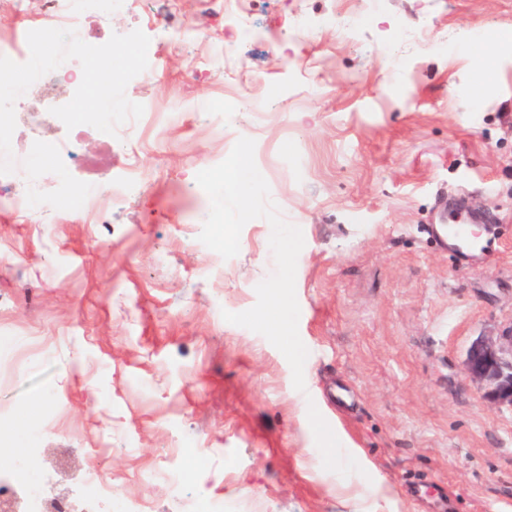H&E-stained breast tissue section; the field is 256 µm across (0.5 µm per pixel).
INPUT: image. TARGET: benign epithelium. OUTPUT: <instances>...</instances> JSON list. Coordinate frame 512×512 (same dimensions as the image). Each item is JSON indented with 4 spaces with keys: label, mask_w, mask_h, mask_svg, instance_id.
I'll return each mask as SVG.
<instances>
[{
    "label": "benign epithelium",
    "mask_w": 512,
    "mask_h": 512,
    "mask_svg": "<svg viewBox=\"0 0 512 512\" xmlns=\"http://www.w3.org/2000/svg\"><path fill=\"white\" fill-rule=\"evenodd\" d=\"M464 367L486 400L512 408V326L496 336H480L469 346Z\"/></svg>",
    "instance_id": "1"
}]
</instances>
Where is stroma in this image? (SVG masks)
I'll list each match as a JSON object with an SVG mask.
<instances>
[{
    "mask_svg": "<svg viewBox=\"0 0 512 512\" xmlns=\"http://www.w3.org/2000/svg\"><path fill=\"white\" fill-rule=\"evenodd\" d=\"M178 14L206 40L126 88L175 120L115 149L48 112L13 133L77 136L76 180L147 184L102 224L57 194L34 217L0 209V450L20 457L36 432L73 460L45 462L43 490L79 492L94 467L141 512H194L203 494L224 512H512V409L464 369L477 337L512 325V44L472 82V47L512 31V0H257L250 39L203 0ZM170 20L168 0H137L85 27L156 42ZM218 42L223 80L203 69ZM242 137L304 237L302 392L278 349L222 316L273 273L269 223L249 221L228 260L198 239L196 175ZM444 202L477 249L431 234Z\"/></svg>",
    "mask_w": 512,
    "mask_h": 512,
    "instance_id": "obj_1",
    "label": "stroma"
}]
</instances>
